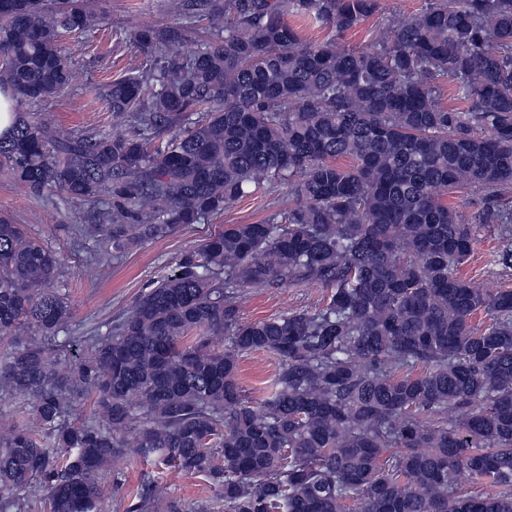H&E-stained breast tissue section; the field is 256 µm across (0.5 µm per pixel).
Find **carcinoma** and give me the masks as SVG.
<instances>
[{
    "instance_id": "carcinoma-1",
    "label": "carcinoma",
    "mask_w": 512,
    "mask_h": 512,
    "mask_svg": "<svg viewBox=\"0 0 512 512\" xmlns=\"http://www.w3.org/2000/svg\"><path fill=\"white\" fill-rule=\"evenodd\" d=\"M181 7L186 24L130 33L156 69L101 93L134 134L19 112L0 169L96 211L76 225L97 243L90 266L255 191L286 185L288 207L210 234L80 337L65 335L54 250L0 217V394L46 431L0 433V512H21L35 480L50 512H98L129 448L218 494L162 501L146 479L126 512H512V289L461 274L481 224L499 225L492 263L512 268V0H428L367 50L307 41L287 16L343 33L379 0ZM93 22L83 0H0V87L54 99L75 77L60 38ZM445 83L463 108L437 103ZM471 188L468 221L448 191ZM264 285L324 296L241 321L239 299ZM24 324L37 335L18 336ZM258 351L277 368L255 402L239 365Z\"/></svg>"
}]
</instances>
